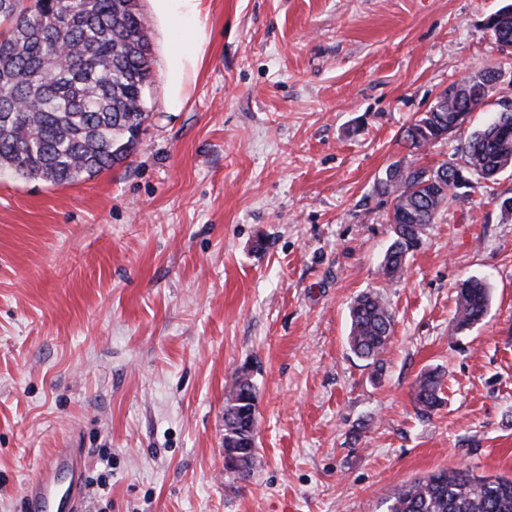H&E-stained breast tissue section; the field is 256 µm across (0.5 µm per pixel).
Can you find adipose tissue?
<instances>
[{
    "label": "adipose tissue",
    "instance_id": "adipose-tissue-1",
    "mask_svg": "<svg viewBox=\"0 0 512 512\" xmlns=\"http://www.w3.org/2000/svg\"><path fill=\"white\" fill-rule=\"evenodd\" d=\"M148 13L164 37L161 66L167 76L162 107L182 111L211 42L208 0H146Z\"/></svg>",
    "mask_w": 512,
    "mask_h": 512
}]
</instances>
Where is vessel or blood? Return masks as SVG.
Segmentation results:
<instances>
[{
	"label": "vessel or blood",
	"mask_w": 512,
	"mask_h": 512,
	"mask_svg": "<svg viewBox=\"0 0 512 512\" xmlns=\"http://www.w3.org/2000/svg\"><path fill=\"white\" fill-rule=\"evenodd\" d=\"M85 480L84 450L62 443L25 488L29 512H79Z\"/></svg>",
	"instance_id": "1"
}]
</instances>
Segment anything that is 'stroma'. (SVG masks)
<instances>
[{
	"mask_svg": "<svg viewBox=\"0 0 512 512\" xmlns=\"http://www.w3.org/2000/svg\"><path fill=\"white\" fill-rule=\"evenodd\" d=\"M512 0H210L184 111L73 184L0 176V512H24L54 448L86 453L83 512H383L404 481L465 466L512 477V215L450 200L409 258L378 184L400 137L462 77L502 71L472 127L512 100V53L483 30ZM491 288L455 330L461 282ZM377 288L395 331L372 376L346 344ZM257 392L261 463L224 470L228 378ZM444 375L416 414L414 383ZM442 379L435 370L421 373L414 383V402L417 414L431 415L441 404Z\"/></svg>",
	"mask_w": 512,
	"mask_h": 512,
	"instance_id": "1",
	"label": "stroma"
}]
</instances>
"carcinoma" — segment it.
<instances>
[{
    "label": "carcinoma",
    "instance_id": "carcinoma-1",
    "mask_svg": "<svg viewBox=\"0 0 512 512\" xmlns=\"http://www.w3.org/2000/svg\"><path fill=\"white\" fill-rule=\"evenodd\" d=\"M487 21L498 36L512 37V6ZM0 172L54 184H71L125 159L147 119L153 83L147 19L138 0H0ZM497 71L464 81L468 94L445 99L440 110L415 119L402 133L409 151L421 153L470 123L495 86ZM502 123L472 131L459 157L436 168L395 165L379 183L390 201L393 237L381 273L404 277L407 258L449 198L462 189L489 188L512 168V110ZM489 286L478 278L458 291L457 329L485 316ZM348 346L382 370L380 356L394 331L385 297L363 291L349 307ZM442 379L434 370L414 383L417 414L441 404ZM256 388L247 370L234 372L225 406L224 470L248 477L260 462ZM386 512H512V478L477 476L469 468L441 469L398 485Z\"/></svg>",
    "mask_w": 512,
    "mask_h": 512
}]
</instances>
